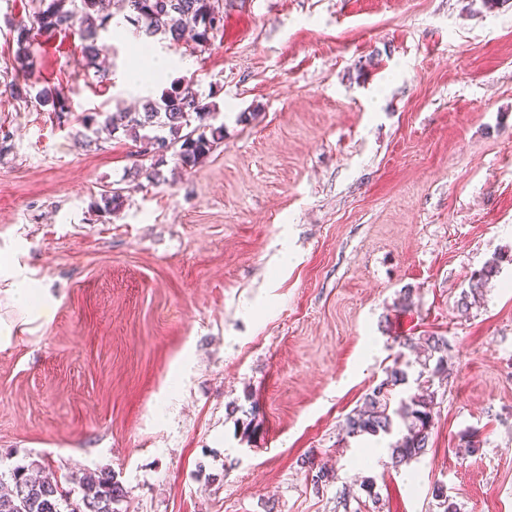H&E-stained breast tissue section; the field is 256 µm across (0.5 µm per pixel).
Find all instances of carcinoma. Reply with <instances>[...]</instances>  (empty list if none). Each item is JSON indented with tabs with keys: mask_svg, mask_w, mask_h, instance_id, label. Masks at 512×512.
<instances>
[{
	"mask_svg": "<svg viewBox=\"0 0 512 512\" xmlns=\"http://www.w3.org/2000/svg\"><path fill=\"white\" fill-rule=\"evenodd\" d=\"M128 13L124 22L147 38L162 35L171 46H178L190 35L195 48H206L224 28L222 0H125ZM111 0H30L28 15L21 19L5 18L9 40L16 44L13 73L4 81V92L23 106L48 113L49 119L62 124L75 113L73 100L58 87L40 89L30 81L33 62L34 36L73 33L81 41L85 66L95 71L100 80L109 71L99 64L105 45L100 35L110 32L120 22H112ZM219 109L196 88L192 78L181 77L162 91L160 97L148 99L134 113L98 111L83 114L76 120L84 128L77 134L84 146L95 143L93 135L99 127L119 130L132 140L143 138L156 153H172L183 168L195 167L224 141V123L217 122ZM149 128L155 135L140 134ZM125 188L113 187L101 194L102 210L112 211L124 203ZM512 257L501 256L472 273L468 289L456 301L461 315H468L472 305L479 302L487 284L497 276L500 263ZM423 348L415 382L417 391L393 404L395 394L409 384L410 365L395 358L385 369V378L363 399L362 407L348 414L343 431L348 438L364 435L385 436L398 430L399 437L390 444L392 464L399 468L424 456L432 446L435 406L430 385L434 379L448 373V338L438 334L418 337L404 336L398 346ZM35 464L16 466L7 475L0 474V512H117L115 505L126 498L127 491L109 469L83 474L78 480L80 498L70 501V492L63 490L52 477L37 478L29 474ZM313 488L320 492L337 480L333 471L317 469L308 463ZM358 508L351 509V501ZM363 501L347 486L336 496V508L343 512H361Z\"/></svg>",
	"mask_w": 512,
	"mask_h": 512,
	"instance_id": "cac0c4a2",
	"label": "carcinoma"
}]
</instances>
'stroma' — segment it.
I'll return each instance as SVG.
<instances>
[{
	"mask_svg": "<svg viewBox=\"0 0 512 512\" xmlns=\"http://www.w3.org/2000/svg\"><path fill=\"white\" fill-rule=\"evenodd\" d=\"M104 41L109 81L58 34L32 82L80 112L139 105L126 77L150 59ZM155 54L225 126L191 169L120 131L81 146L0 93V261L50 304L24 323L0 278V472L111 469L119 512H336L307 457L373 478L379 512H443L437 483L457 512H512V264L455 308L512 254V0H224L205 51ZM430 333L451 345L433 445L396 469L389 438L342 425L397 337ZM509 261L512 264V255L499 258L487 263L480 270L474 271L469 278L468 290L462 291L459 299L456 301V309L462 316H467L472 305L479 302L483 296V290L487 284L500 272V263Z\"/></svg>",
	"mask_w": 512,
	"mask_h": 512,
	"instance_id": "35a3bbf8",
	"label": "stroma"
}]
</instances>
